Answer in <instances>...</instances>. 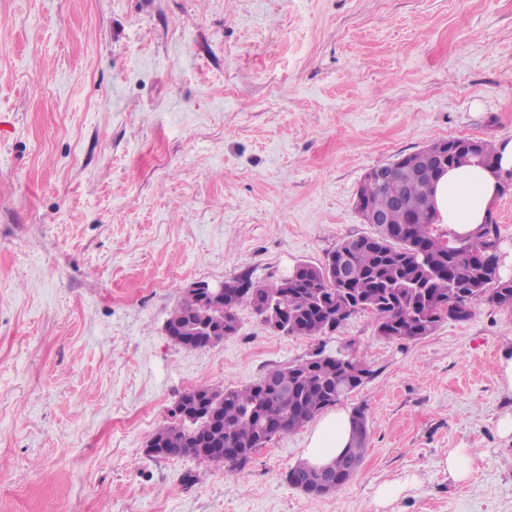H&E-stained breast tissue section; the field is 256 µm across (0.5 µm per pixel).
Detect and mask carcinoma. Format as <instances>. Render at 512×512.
Returning <instances> with one entry per match:
<instances>
[{"mask_svg": "<svg viewBox=\"0 0 512 512\" xmlns=\"http://www.w3.org/2000/svg\"><path fill=\"white\" fill-rule=\"evenodd\" d=\"M445 167L475 159L490 167L495 146L470 138H448L430 143ZM402 159L386 183L362 181L357 194L385 213L382 224L369 235L339 242L318 265L299 263L287 282L279 278L256 285L248 276L226 281L224 308L212 311L224 322L238 325L236 312L251 308L262 324L275 314L281 333L315 337L333 333L353 315L374 320L377 335L388 341L417 340L431 335L444 319L465 321L482 299L512 308V281L499 274L498 230L495 222L483 232L449 242L439 232L431 206L436 179L409 177ZM402 205L392 204L394 195ZM201 308L188 297L170 313L167 323L176 331L200 321ZM223 336L206 332L181 335L177 344L200 350ZM371 375L360 359L317 352L306 359L275 366L245 388L203 384L184 393L198 395L205 405L189 406V414L160 427L149 439L155 456L191 457L200 464L215 463L208 448H222L224 475H235L252 454L275 437L299 429L324 410L363 385ZM350 445L336 458L335 487L352 478L349 462L363 457L367 417L352 414ZM288 483L310 497L324 495L299 464L288 472Z\"/></svg>", "mask_w": 512, "mask_h": 512, "instance_id": "cac0c4a2", "label": "carcinoma"}]
</instances>
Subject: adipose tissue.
<instances>
[{
    "instance_id": "ef3b65f1",
    "label": "adipose tissue",
    "mask_w": 512,
    "mask_h": 512,
    "mask_svg": "<svg viewBox=\"0 0 512 512\" xmlns=\"http://www.w3.org/2000/svg\"><path fill=\"white\" fill-rule=\"evenodd\" d=\"M498 167L477 163L448 169L437 181L433 206L437 222L449 239L475 236L502 192V175L512 170V140L498 142ZM353 424L339 409L321 417L310 430L303 452L306 464L320 468L341 455L352 438Z\"/></svg>"
}]
</instances>
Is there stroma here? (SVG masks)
Masks as SVG:
<instances>
[{
	"instance_id": "1",
	"label": "stroma",
	"mask_w": 512,
	"mask_h": 512,
	"mask_svg": "<svg viewBox=\"0 0 512 512\" xmlns=\"http://www.w3.org/2000/svg\"><path fill=\"white\" fill-rule=\"evenodd\" d=\"M451 137L512 139V0H0V512H512V309L402 344L359 314L301 338L242 307L194 351L164 328L192 283L370 234L364 174ZM319 349L372 372L339 403L369 437L335 493L286 480L304 427L231 477L148 454L183 392ZM472 458L471 449L457 448L448 454L443 463L455 479L463 480L471 471ZM417 484L416 477L406 475L401 479L384 484L376 492V501L380 507H387L403 493L412 490Z\"/></svg>"
}]
</instances>
